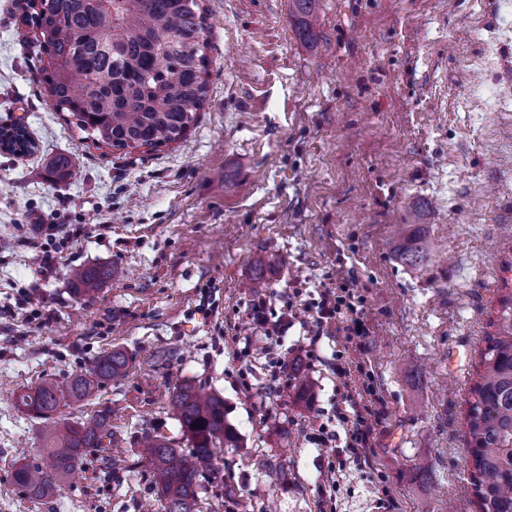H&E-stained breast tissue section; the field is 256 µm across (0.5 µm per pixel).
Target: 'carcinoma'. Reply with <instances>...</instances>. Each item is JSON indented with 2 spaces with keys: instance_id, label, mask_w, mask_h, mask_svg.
I'll return each instance as SVG.
<instances>
[{
  "instance_id": "carcinoma-1",
  "label": "carcinoma",
  "mask_w": 512,
  "mask_h": 512,
  "mask_svg": "<svg viewBox=\"0 0 512 512\" xmlns=\"http://www.w3.org/2000/svg\"><path fill=\"white\" fill-rule=\"evenodd\" d=\"M315 2L292 0V14L307 34L315 26ZM26 7L35 10L25 18L37 31L31 45L47 56L40 83L68 124L115 152L152 151L186 137L208 96L209 40L198 0H28ZM35 149L25 125H0V152ZM397 253L413 267L425 265L422 225H400ZM110 277L112 270L101 267L71 274L82 295ZM492 326L466 414L470 485L478 512H512V296L500 300ZM126 368L125 353L113 348L64 385L47 378L17 394L20 408L52 423L40 460L20 461L13 471L14 484L29 498L53 497L86 453L112 438L108 408L76 422L54 415L62 406L91 400ZM168 400L192 448L187 453L156 435L143 453L163 512H200V474L212 465L214 449L236 447L237 437L225 423L222 397L185 383Z\"/></svg>"
}]
</instances>
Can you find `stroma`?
Wrapping results in <instances>:
<instances>
[{"mask_svg":"<svg viewBox=\"0 0 512 512\" xmlns=\"http://www.w3.org/2000/svg\"><path fill=\"white\" fill-rule=\"evenodd\" d=\"M203 5L197 123L124 155L50 106L19 0H0V125L23 123L39 146L0 152V512H151L140 448L161 434L190 449L168 404L185 382L223 397L239 440L201 474L202 512H476L466 399L512 294V0H318L308 39L289 0ZM415 222L421 269L396 254L398 226ZM40 224L72 233L48 277L28 245ZM259 258L275 310L347 280L365 299L363 346L293 326L288 382L270 392L271 357L244 318ZM83 266L114 275L82 296L70 273ZM113 348L126 375L64 410L111 408V443L55 497L28 498L12 473L19 454L37 458L44 422L17 394ZM339 353L376 401L367 461L335 471L316 437L351 389Z\"/></svg>","mask_w":512,"mask_h":512,"instance_id":"stroma-1","label":"stroma"}]
</instances>
